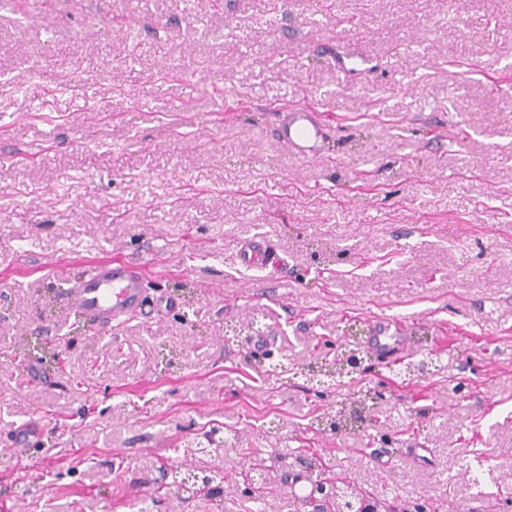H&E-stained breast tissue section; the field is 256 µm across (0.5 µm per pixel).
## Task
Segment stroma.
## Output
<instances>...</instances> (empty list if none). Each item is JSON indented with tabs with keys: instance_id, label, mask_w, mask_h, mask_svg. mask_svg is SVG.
Instances as JSON below:
<instances>
[{
	"instance_id": "stroma-1",
	"label": "stroma",
	"mask_w": 512,
	"mask_h": 512,
	"mask_svg": "<svg viewBox=\"0 0 512 512\" xmlns=\"http://www.w3.org/2000/svg\"><path fill=\"white\" fill-rule=\"evenodd\" d=\"M302 102L336 125L318 162L271 133ZM253 238L287 276L235 263ZM149 256L180 307L102 336L48 279ZM381 316L413 351L324 384ZM32 420L10 512H214L172 483L214 426L224 512H317L289 478L326 471L512 512V0H0V438Z\"/></svg>"
}]
</instances>
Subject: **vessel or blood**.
<instances>
[{"label":"vessel or blood","instance_id":"1","mask_svg":"<svg viewBox=\"0 0 512 512\" xmlns=\"http://www.w3.org/2000/svg\"><path fill=\"white\" fill-rule=\"evenodd\" d=\"M273 130L290 156L308 162L324 158L331 126L317 109L302 105L283 107L275 115ZM236 261L247 268L266 270L272 276L282 273L285 267L284 260L265 240L241 243ZM147 269L143 260L100 258L90 263L83 276L69 278L66 265L61 264L55 267L53 277L64 284L60 302L82 317L86 330L100 334L131 316L145 317L157 310L177 308L178 301L171 295L148 294ZM366 347L368 354L384 360L411 349L402 322L392 317L375 321Z\"/></svg>","mask_w":512,"mask_h":512}]
</instances>
